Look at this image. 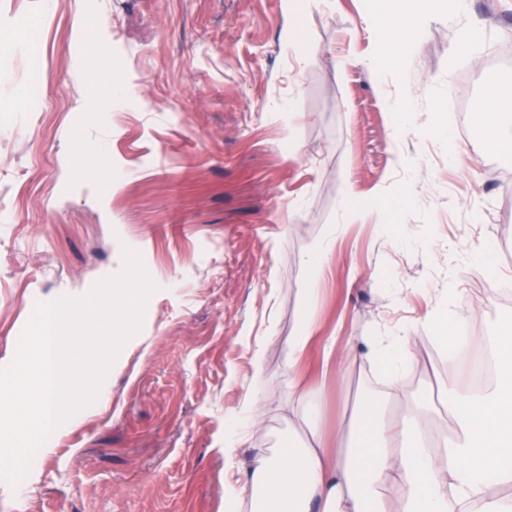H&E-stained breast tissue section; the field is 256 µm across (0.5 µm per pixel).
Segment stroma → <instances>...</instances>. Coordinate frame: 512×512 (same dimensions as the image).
Returning <instances> with one entry per match:
<instances>
[{
  "instance_id": "obj_1",
  "label": "stroma",
  "mask_w": 512,
  "mask_h": 512,
  "mask_svg": "<svg viewBox=\"0 0 512 512\" xmlns=\"http://www.w3.org/2000/svg\"><path fill=\"white\" fill-rule=\"evenodd\" d=\"M377 8L0 0V366L31 304L88 296L122 269L123 248L158 286L103 402L17 489L0 483V512H225L257 450L302 441L294 383L321 386L331 441L363 396L393 418L427 396L432 428L453 429L448 350L417 339L391 390L370 348L455 316L484 253L494 278L512 279V156L467 111L487 84H512V61H488L512 43V0H467L453 19L433 0L400 72L371 63ZM473 17L489 21L483 41L453 52ZM407 86L399 135L390 105ZM325 241L319 311L292 366L303 258ZM251 391L255 424L238 415Z\"/></svg>"
}]
</instances>
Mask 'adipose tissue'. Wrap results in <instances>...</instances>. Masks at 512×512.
Instances as JSON below:
<instances>
[{
  "instance_id": "obj_1",
  "label": "adipose tissue",
  "mask_w": 512,
  "mask_h": 512,
  "mask_svg": "<svg viewBox=\"0 0 512 512\" xmlns=\"http://www.w3.org/2000/svg\"><path fill=\"white\" fill-rule=\"evenodd\" d=\"M422 0H391L378 32L383 47L403 54L421 30ZM512 86L494 85L477 117L495 147L512 146V114L501 110ZM500 379L482 393H453L444 406L455 436L443 452L421 440L425 422L378 420L372 446L361 450L344 427L328 448L318 401L304 402L306 428L300 447L258 452L247 481L227 512H239L244 493H261V512H512V328L500 339Z\"/></svg>"
}]
</instances>
